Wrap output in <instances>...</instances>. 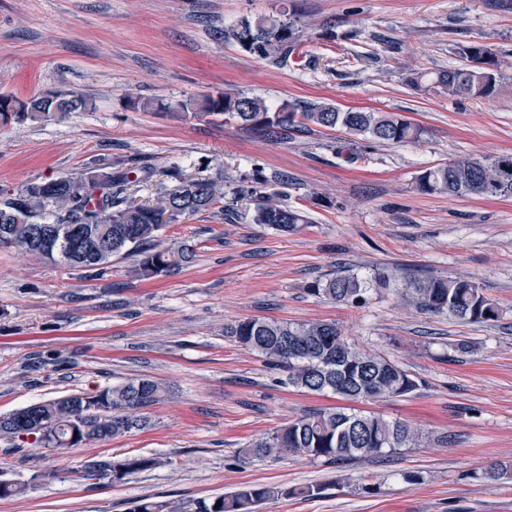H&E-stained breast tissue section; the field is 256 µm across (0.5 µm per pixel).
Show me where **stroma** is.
Masks as SVG:
<instances>
[{"label":"stroma","mask_w":512,"mask_h":512,"mask_svg":"<svg viewBox=\"0 0 512 512\" xmlns=\"http://www.w3.org/2000/svg\"><path fill=\"white\" fill-rule=\"evenodd\" d=\"M288 11L301 41L285 62L262 61L224 41L244 17ZM496 52L505 75L493 97L458 99L413 85L416 73L460 65V47ZM74 92L85 112L0 125V188L18 191L91 163L139 162L157 174L137 200L174 188L164 171L223 174L225 184L288 175L286 204L311 221L288 234L199 214L170 225L169 246L193 244L177 273H105L0 250V415L31 403L146 376L165 387L148 427L63 452L0 453V480L26 483L0 512H131L150 497L197 502L248 484H321V495L282 496L261 512H512V489L478 481L512 460V198L424 195L425 168L459 157L512 153V0H0V95ZM225 92L374 109L421 125V142H359L337 157V131L270 140L179 103ZM153 101L134 108L132 98ZM469 278L503 314L462 323L399 305L362 306L313 294L337 272ZM258 317L333 321L359 347L401 363L421 383L413 396L368 411L423 431L421 446L335 467L301 457L241 461L238 450L303 411L339 405L330 393L280 383L279 371L230 342L225 324ZM467 343L459 352L457 343ZM153 456L157 468L116 483L74 481L90 459ZM426 470L410 486L401 472ZM380 493L360 491L365 480Z\"/></svg>","instance_id":"35a3bbf8"}]
</instances>
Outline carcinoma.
<instances>
[{
    "label": "carcinoma",
    "instance_id": "obj_1",
    "mask_svg": "<svg viewBox=\"0 0 512 512\" xmlns=\"http://www.w3.org/2000/svg\"><path fill=\"white\" fill-rule=\"evenodd\" d=\"M224 40L265 61L280 63L290 57L300 42L296 21L280 15L244 18L224 30ZM463 64L434 73L431 82L451 96L488 98L504 74L492 49L473 43L460 49ZM89 99L75 93L33 96L24 101L0 95V122L37 119L50 114L86 111ZM179 108L194 115H222L247 131L276 137L297 127L327 130L342 128L350 138L336 146L340 157L354 158L356 138L380 144H403L422 139L425 130L400 115L360 110L342 111L325 102H284L276 109L258 97L224 93L182 102ZM99 180L59 176L31 182L17 192H0V248L65 263L85 255L90 261L81 268L105 269L112 259L139 257L136 274L150 279L166 275L195 260L193 246H163L162 231L169 224L198 214L231 216L238 201H255L251 220L278 233L288 234L309 223L301 210L284 204L279 195L258 190L265 182L262 172L252 183L238 184L225 192L210 178L183 176L180 169H168L176 187L147 203H137L133 187L152 178V167H117L102 170ZM416 189L427 195L448 194L465 198H511L512 154L484 159L457 158L424 169ZM393 291L406 305L432 315H445L470 323L495 322L500 307L482 288L465 278L433 275H396L376 268L366 278L341 274L318 282L312 292L329 300L363 305L370 297ZM224 337L264 359L282 374L281 383L311 393L330 392L338 398L362 403L381 398L405 397L420 388V382L398 362L381 354L361 350L344 337L333 322H287L245 318L224 326ZM162 385L144 376L128 379L118 386L93 392L73 393L46 400L28 409L10 413L0 423V440L19 452L34 448H74L94 439L103 440L147 426L141 410L159 401ZM26 417L33 427L20 435L12 424ZM93 427L86 435L70 439L71 427L80 422ZM425 439L422 433L400 420H387L352 408H320L304 412L282 427L249 442L239 449L247 461L284 459L290 456L343 464L363 457L396 454L415 448ZM112 473L102 474L85 467L74 471L79 481L112 479L156 468L152 456L107 459ZM478 479L512 486V461L488 466ZM325 486L311 484L283 489L271 484L245 485L197 504L195 512H258L260 505L282 495L312 497ZM132 512H178L166 502L144 498Z\"/></svg>",
    "mask_w": 512,
    "mask_h": 512
}]
</instances>
